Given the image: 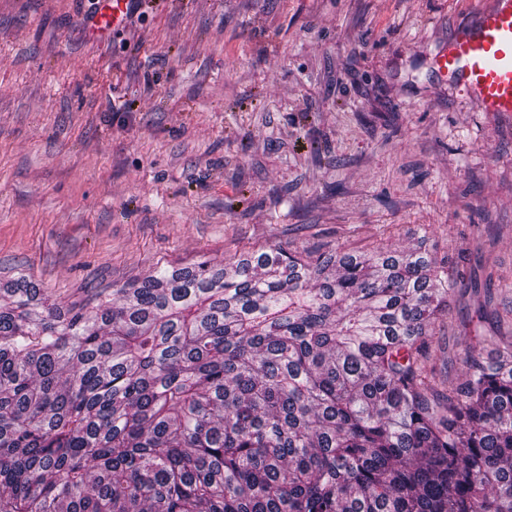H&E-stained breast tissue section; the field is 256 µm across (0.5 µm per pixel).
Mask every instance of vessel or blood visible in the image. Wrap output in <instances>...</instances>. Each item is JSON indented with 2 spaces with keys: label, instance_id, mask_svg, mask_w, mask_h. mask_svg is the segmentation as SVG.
I'll list each match as a JSON object with an SVG mask.
<instances>
[{
  "label": "vessel or blood",
  "instance_id": "b4317fda",
  "mask_svg": "<svg viewBox=\"0 0 512 512\" xmlns=\"http://www.w3.org/2000/svg\"><path fill=\"white\" fill-rule=\"evenodd\" d=\"M97 31L118 29L132 0H101ZM437 73L465 87L479 111L512 117V0H487L433 57Z\"/></svg>",
  "mask_w": 512,
  "mask_h": 512
}]
</instances>
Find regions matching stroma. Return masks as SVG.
<instances>
[{
    "instance_id": "1",
    "label": "stroma",
    "mask_w": 512,
    "mask_h": 512,
    "mask_svg": "<svg viewBox=\"0 0 512 512\" xmlns=\"http://www.w3.org/2000/svg\"><path fill=\"white\" fill-rule=\"evenodd\" d=\"M485 0H0V282L80 307L269 247L466 261L429 365L512 336V119L433 71ZM102 10L97 19V32L105 34L118 29L132 10L134 0H100Z\"/></svg>"
}]
</instances>
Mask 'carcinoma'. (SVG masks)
<instances>
[{"mask_svg": "<svg viewBox=\"0 0 512 512\" xmlns=\"http://www.w3.org/2000/svg\"><path fill=\"white\" fill-rule=\"evenodd\" d=\"M0 288V512H512V336L437 389L427 249Z\"/></svg>", "mask_w": 512, "mask_h": 512, "instance_id": "obj_1", "label": "carcinoma"}]
</instances>
